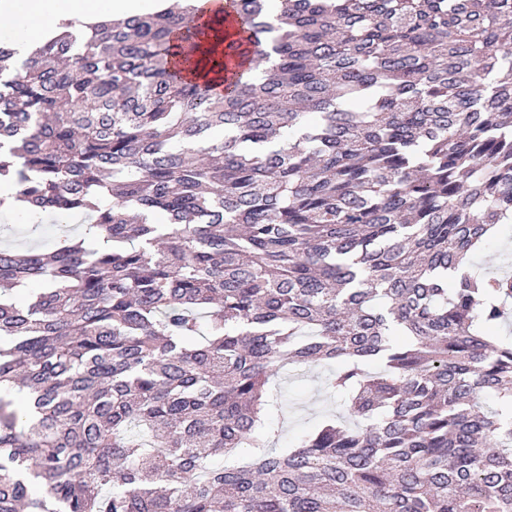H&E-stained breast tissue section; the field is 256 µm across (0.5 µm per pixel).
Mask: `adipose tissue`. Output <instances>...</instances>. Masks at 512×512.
I'll use <instances>...</instances> for the list:
<instances>
[{
	"mask_svg": "<svg viewBox=\"0 0 512 512\" xmlns=\"http://www.w3.org/2000/svg\"><path fill=\"white\" fill-rule=\"evenodd\" d=\"M141 0H0V21L13 23L20 19H37L38 28L16 31L10 44L17 59L50 38L59 24L69 22L80 29L95 22L100 14L123 16L137 13Z\"/></svg>",
	"mask_w": 512,
	"mask_h": 512,
	"instance_id": "adipose-tissue-1",
	"label": "adipose tissue"
}]
</instances>
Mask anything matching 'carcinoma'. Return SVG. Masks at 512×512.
I'll use <instances>...</instances> for the list:
<instances>
[{"label": "carcinoma", "instance_id": "carcinoma-1", "mask_svg": "<svg viewBox=\"0 0 512 512\" xmlns=\"http://www.w3.org/2000/svg\"><path fill=\"white\" fill-rule=\"evenodd\" d=\"M278 3L0 42V188L91 219L0 247V512H512V0ZM510 247H512V223L500 224L495 238L473 258V264L487 272H499L506 269L512 272V267L502 264L501 260V254L506 250L510 252ZM328 366H315L306 370L289 372L288 378H277L274 383L288 389L291 400L284 412L285 438L278 445L290 443L312 427L326 412L339 413V407L333 399L321 390ZM277 446V447H278Z\"/></svg>", "mask_w": 512, "mask_h": 512}]
</instances>
